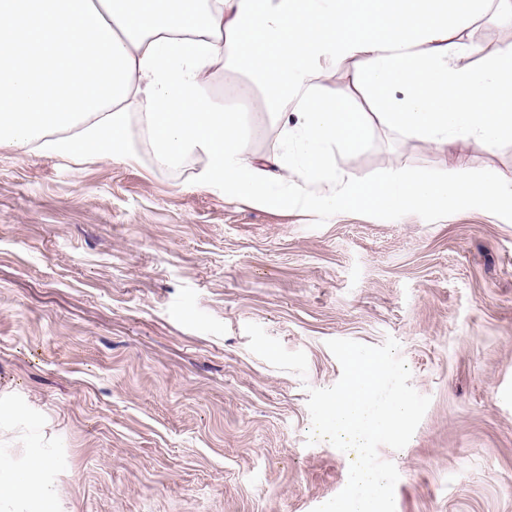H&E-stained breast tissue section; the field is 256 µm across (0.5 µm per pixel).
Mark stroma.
I'll use <instances>...</instances> for the list:
<instances>
[{"label": "stroma", "instance_id": "stroma-1", "mask_svg": "<svg viewBox=\"0 0 512 512\" xmlns=\"http://www.w3.org/2000/svg\"><path fill=\"white\" fill-rule=\"evenodd\" d=\"M512 0L459 34L481 67L512 43ZM247 104L258 157L278 128ZM512 177V136L440 150L372 123L329 167L359 180ZM202 158L0 147V460L42 448L54 512H312L348 479L309 443L330 339L400 344L430 405L395 464L396 512H512V208L319 214L204 190Z\"/></svg>", "mask_w": 512, "mask_h": 512}]
</instances>
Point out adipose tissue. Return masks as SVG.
<instances>
[{
  "label": "adipose tissue",
  "instance_id": "1",
  "mask_svg": "<svg viewBox=\"0 0 512 512\" xmlns=\"http://www.w3.org/2000/svg\"><path fill=\"white\" fill-rule=\"evenodd\" d=\"M468 18L479 0H0V147L52 155L137 156V139L168 167L205 158L203 187L260 205L288 200L318 213L364 204L391 215L418 206L512 199V178L471 180L464 164L438 179L401 173L362 183L324 163L329 145L358 146L371 121L441 147L494 148L512 135V45L484 67L448 35V2ZM246 69L247 91L298 144L256 157L238 113L212 91L210 67ZM354 65L373 113L319 93V78ZM403 97H395L394 89ZM140 136L129 132V108ZM49 461L0 476V512L26 494L49 501Z\"/></svg>",
  "mask_w": 512,
  "mask_h": 512
}]
</instances>
